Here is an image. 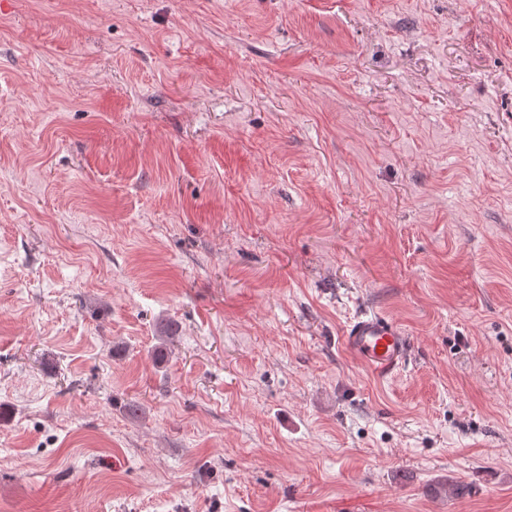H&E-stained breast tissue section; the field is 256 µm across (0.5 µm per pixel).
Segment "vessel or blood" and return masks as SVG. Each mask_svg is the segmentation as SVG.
<instances>
[{"label": "vessel or blood", "instance_id": "1", "mask_svg": "<svg viewBox=\"0 0 512 512\" xmlns=\"http://www.w3.org/2000/svg\"><path fill=\"white\" fill-rule=\"evenodd\" d=\"M343 342L362 364L382 378L399 370L408 346L396 324L375 314L351 321L344 331Z\"/></svg>", "mask_w": 512, "mask_h": 512}]
</instances>
